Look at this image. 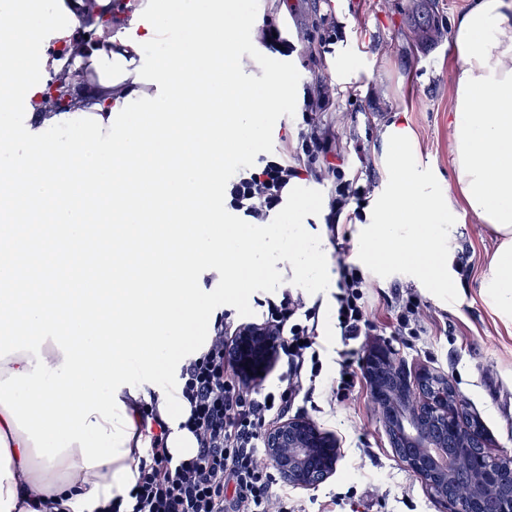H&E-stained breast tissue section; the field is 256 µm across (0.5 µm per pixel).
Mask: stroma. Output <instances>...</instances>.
Instances as JSON below:
<instances>
[{
    "label": "stroma",
    "instance_id": "stroma-1",
    "mask_svg": "<svg viewBox=\"0 0 512 512\" xmlns=\"http://www.w3.org/2000/svg\"><path fill=\"white\" fill-rule=\"evenodd\" d=\"M472 0H243L248 23L236 34L238 54L254 62L263 74L273 54L260 48L265 22L294 24V37L317 34L319 9L344 25L343 40L329 53L312 60L293 55L300 70L294 101L281 117L265 126L259 153L274 151L286 130L303 124L301 101L306 84L324 79L340 90L336 107L326 114L328 124L346 149L351 168H373L377 175L374 196H382L389 176L381 157L382 134L397 114H405L420 149L419 163L427 176L440 183L452 180L448 115L453 102L457 61L451 42L454 19ZM309 201L300 222L310 233L326 240L333 260L327 288H304L306 306L318 310L317 350L320 371L311 398H297L290 413L313 421L335 435L341 459L335 474L316 487L285 485L289 503L304 512H440L421 480L394 453L379 421L365 377L364 358L383 344L405 360L410 370L430 368L446 373L458 400L481 421L492 453H512V318L499 314L484 295L481 282L490 273L489 259L498 245L487 225L461 213L450 236L448 252L456 280L446 289L430 287L424 275L407 265L367 262L359 251L360 224L341 227L338 241H330L324 222L326 190L305 184ZM280 242L267 241L252 262L249 285L240 295L226 297L207 274L197 285L205 295L209 315L230 313L238 322H262L260 300L277 297ZM357 266L367 284V300L376 314L369 335L343 343L336 328L339 291L337 260ZM411 290L421 300L424 333L396 335L387 301L393 284ZM350 362L358 377L353 394L337 399L343 362Z\"/></svg>",
    "mask_w": 512,
    "mask_h": 512
}]
</instances>
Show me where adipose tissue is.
<instances>
[{
    "instance_id": "ef3b65f1",
    "label": "adipose tissue",
    "mask_w": 512,
    "mask_h": 512,
    "mask_svg": "<svg viewBox=\"0 0 512 512\" xmlns=\"http://www.w3.org/2000/svg\"><path fill=\"white\" fill-rule=\"evenodd\" d=\"M0 114L26 108L23 126L0 129V334L19 347L0 355V505L35 512L45 496L127 497L138 477L141 441L134 410L156 402L170 427L169 447L186 455L194 438L180 367L199 357L193 338L206 271L228 295L246 287L244 270L273 224L223 219L224 165L257 148L266 120L293 95L260 83L238 55L237 0H173L162 20L181 27L150 68L135 63L140 40L103 47L90 39L87 10L56 0L41 24L65 20L73 67L98 80L71 89L72 111L37 113L63 62L45 55L35 74L37 34L25 0H0ZM40 24V25H41ZM458 61L451 111L455 185L446 193L418 163L406 119L384 132L387 192L373 207L361 246L371 261L404 263L449 287L448 226L457 212L490 225L500 238L483 283L495 308L512 315V0H474L452 32ZM114 222L106 238L87 235V211ZM60 223L79 252H47L41 225ZM279 262L306 288L329 278L321 241L297 227Z\"/></svg>"
}]
</instances>
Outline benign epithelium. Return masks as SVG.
<instances>
[{
	"instance_id": "obj_1",
	"label": "benign epithelium",
	"mask_w": 512,
	"mask_h": 512,
	"mask_svg": "<svg viewBox=\"0 0 512 512\" xmlns=\"http://www.w3.org/2000/svg\"><path fill=\"white\" fill-rule=\"evenodd\" d=\"M232 348L244 371V379L250 383L264 381L275 365L276 341L259 327H244L235 338ZM379 360L394 366L397 374L394 391L396 398L413 390V385L426 375L424 369L415 374L411 373L385 346H376L369 351L366 366L369 367ZM421 404L441 415L447 421L449 431L463 439H468L473 433L464 423V407L457 401L456 396L442 393L436 400L424 395L421 397ZM381 421L386 433L401 436L406 446L411 448L412 457L405 460L408 468L428 486L447 484L448 470L436 465L430 452L432 444L425 438L415 416L404 413L391 419L383 415ZM264 451L284 480L303 488L317 485L309 464L318 465L321 480L324 481L335 473L341 457L335 436L321 431L310 419L302 416L287 418L271 426L265 434ZM473 466L477 471V483L472 493L450 497L446 491L441 490L433 494L435 501L441 506V512H512V492L505 495L485 493V489L495 483L496 472L485 468L479 460L474 461Z\"/></svg>"
}]
</instances>
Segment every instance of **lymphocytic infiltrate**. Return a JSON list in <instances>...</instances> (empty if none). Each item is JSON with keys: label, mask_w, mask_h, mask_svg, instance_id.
I'll list each match as a JSON object with an SVG mask.
<instances>
[{"label": "lymphocytic infiltrate", "mask_w": 512, "mask_h": 512, "mask_svg": "<svg viewBox=\"0 0 512 512\" xmlns=\"http://www.w3.org/2000/svg\"><path fill=\"white\" fill-rule=\"evenodd\" d=\"M336 97L323 80L304 90V127L295 140L254 161L240 164L224 180V206L252 223L266 222L287 202L298 184L312 181L327 189L324 221L331 233L364 220V204L373 192L374 172L353 173L339 140L324 119ZM340 292L336 327L344 340L366 335L374 325L363 274L346 261L338 263ZM395 332L423 333L418 297L394 287ZM316 308L305 307L290 292L266 300L262 327L278 336L286 361V385L254 389L233 372L226 338L234 323L218 316L206 351L185 363L180 377L189 406L183 423L195 438L194 454L174 456L168 447L170 429L155 405L139 407L138 430L149 439L138 478L122 512H303L284 495L277 472L261 448L266 426L287 415L300 393H313L319 371L316 349Z\"/></svg>", "instance_id": "obj_1"}]
</instances>
